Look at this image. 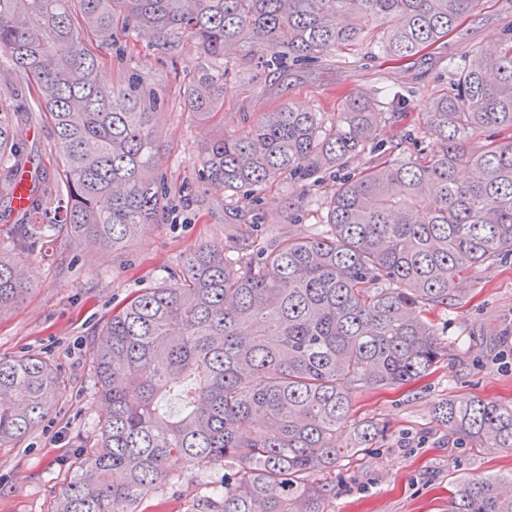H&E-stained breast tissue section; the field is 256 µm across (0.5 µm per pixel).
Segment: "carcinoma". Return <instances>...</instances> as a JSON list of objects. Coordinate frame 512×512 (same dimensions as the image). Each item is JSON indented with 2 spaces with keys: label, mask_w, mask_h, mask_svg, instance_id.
<instances>
[{
  "label": "carcinoma",
  "mask_w": 512,
  "mask_h": 512,
  "mask_svg": "<svg viewBox=\"0 0 512 512\" xmlns=\"http://www.w3.org/2000/svg\"><path fill=\"white\" fill-rule=\"evenodd\" d=\"M481 0H0V70L26 90L0 88V196L14 201L30 164L14 113L42 97L62 156L54 197L27 188V222L0 249V314L27 290L25 257L51 227L86 251L121 250L166 207L152 120L161 97L100 83L88 41L118 31L171 50L186 38L205 63L187 111L224 108V58L280 73L311 68L380 29L381 50L414 57L457 28ZM424 122L430 154L393 158L382 101L342 100L330 122L284 105L201 147L197 180L243 191L253 204L280 176L306 182L349 154L377 153L326 202L327 234L281 238L231 258L204 244L163 283L112 313L92 349L110 413L56 512H136L162 492L174 461L224 469L197 512H328L335 486L318 475L373 445L366 420L336 445L353 394L409 384L448 352L429 314L458 304L466 272L512 255V25L458 68ZM478 135L485 144L471 145ZM62 391L36 355L0 360V447L35 430ZM179 393V412L166 401ZM434 417L459 444L512 451V404L445 400ZM508 474L456 482L451 512H512Z\"/></svg>",
  "instance_id": "obj_1"
}]
</instances>
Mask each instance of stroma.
Wrapping results in <instances>:
<instances>
[{"label": "stroma", "mask_w": 512, "mask_h": 512, "mask_svg": "<svg viewBox=\"0 0 512 512\" xmlns=\"http://www.w3.org/2000/svg\"><path fill=\"white\" fill-rule=\"evenodd\" d=\"M510 24L512 0H482L478 13L464 17L456 31L405 60L382 53L373 34L356 48L329 54L314 69L292 68L275 80L260 66L228 59L224 107L205 124L182 104L188 74L199 65L191 42L163 52L126 37L121 57L111 46L94 43L106 84H124L135 76L163 99L154 130L159 172L173 194L158 223L143 226L122 250L89 254L60 234L41 240L28 258V289L9 317L0 319V358L43 357L59 372L64 394L36 430L15 447L0 448V512H54L66 492L86 444L107 416L91 353L115 308L134 294L171 282L187 254L200 245L254 250L274 237L310 236L322 223L323 203L340 178L375 159L368 150L352 154L338 174H320L308 185L280 177L263 192L265 219L256 226L245 201L221 186L197 182L192 159L204 142L241 130L245 117L284 104L328 119L345 97L400 90L409 105L399 109L389 129L398 138L394 156L432 150L424 118L435 95L449 86V61L496 46ZM17 123L34 169L45 182H55L58 151L38 101H31ZM294 204L302 212L292 224L288 208ZM460 288V305L430 315L448 344V355L434 372L408 386L356 393L352 421L337 432V441L346 442L357 421L375 420L384 430L372 448L341 461L331 473L336 494L329 512H448L458 478L512 470V451L460 448L434 419L435 405L448 398L512 403V258L470 273ZM222 474L209 463L173 465L172 489L162 499L143 500L136 512H194L197 499Z\"/></svg>", "instance_id": "stroma-1"}]
</instances>
